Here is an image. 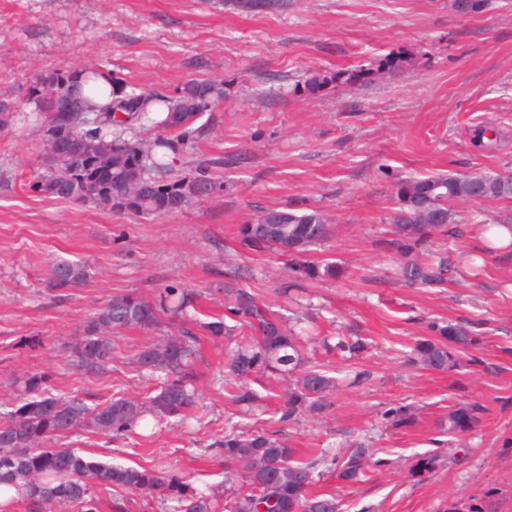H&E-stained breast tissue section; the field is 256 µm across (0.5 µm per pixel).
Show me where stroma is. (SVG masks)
<instances>
[{
	"label": "stroma",
	"mask_w": 512,
	"mask_h": 512,
	"mask_svg": "<svg viewBox=\"0 0 512 512\" xmlns=\"http://www.w3.org/2000/svg\"><path fill=\"white\" fill-rule=\"evenodd\" d=\"M412 60L403 72L367 83L337 73L367 67L390 51ZM103 65L141 91L175 95L192 79L224 85V100L195 136L190 159L216 156L222 195L176 214L115 213L31 191L40 164L37 126L0 130V402L23 380L46 373L55 393L140 398L157 379L134 365L157 333L130 329L112 338L107 373L77 369L71 347L115 295L154 298L167 286L200 296V317L224 316V283H241L285 318L303 315L322 334L356 332L369 342L352 361L323 351L339 385L319 416L278 425L284 387L263 379L262 402H238L224 381L234 340L203 337L199 404L190 424L135 428L119 439L78 431L66 446L102 461L179 467L196 486L223 487L224 456L214 449L233 425L284 428L301 454L344 455L367 442L373 462L362 481L324 471L319 487L341 512H444L449 498L489 494L492 512H512V253L482 250L480 229L503 214L497 203L458 205L460 239L429 247L455 262L444 288H408L393 274V189L435 173L512 170V0H489L484 13L460 17L448 0H289L286 10L245 15L203 0H0V96L27 102L36 73ZM327 77L311 88L312 75ZM497 141L474 146L475 128ZM317 208L335 236L307 256L332 258L333 281L287 288L283 259L241 248L240 225L263 208ZM59 260L85 266L76 288L49 284ZM478 323L477 368L433 372L409 367L414 338L427 323ZM477 400L487 411L461 439L442 432L448 408ZM411 404L418 423L392 429L381 414ZM445 464L425 480L409 472L417 456Z\"/></svg>",
	"instance_id": "stroma-1"
}]
</instances>
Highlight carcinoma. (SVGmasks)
Returning a JSON list of instances; mask_svg holds the SVG:
<instances>
[{"label": "carcinoma", "instance_id": "obj_1", "mask_svg": "<svg viewBox=\"0 0 512 512\" xmlns=\"http://www.w3.org/2000/svg\"><path fill=\"white\" fill-rule=\"evenodd\" d=\"M286 0H224L232 9L264 14L282 8ZM410 65L408 58L390 52L366 69L346 74L358 81L395 75ZM94 75L112 83L111 98L83 92L79 77ZM28 100L37 111L22 112L15 103L0 97V128L34 120L41 124L43 148L40 171L30 188L35 193L74 202H93L114 212L175 213L188 204L224 191V181L210 168L224 164L216 158L187 161L175 168V157L187 151L197 122L210 107L223 102L224 87L218 81L195 80L176 96L158 92L126 91L123 79L110 71L78 67L40 73L29 86ZM124 117L119 118L116 113ZM158 114L150 140L125 137L126 129L145 113ZM479 199L512 203V172H475L469 175L436 173L406 179L394 188L391 221L395 238L385 242L401 256L397 274L407 285L441 288L448 283L450 262L446 256L423 261L416 254L434 235L459 237L454 205ZM334 235V226L320 210L269 208L239 230V245L254 252L274 251L286 257L295 279H334L340 268L332 259L321 264L303 257L314 246ZM85 268L61 260L54 264L50 284L54 288L78 287ZM227 302L224 317L247 330L228 355L225 380L233 383L235 399L253 404L262 400L250 383L257 377H276L287 385L278 406L279 421H295L300 415L329 409L330 392L336 381L321 365L305 356L304 335L294 332L271 312L249 288L232 282L224 286ZM194 292L175 286L163 289L154 300L133 294L112 297L89 321L83 336L71 347L72 361L81 370L103 374L112 363V335L139 328L161 331L181 317L177 332L161 336L135 357L144 372L161 373L165 381L156 394L144 401L112 397L90 404L78 396L52 392L45 374L29 375L23 394L8 410L0 411V484L15 489V495L0 502V512H10L19 500L28 501L35 512L66 505L73 512H100L102 495L115 488L149 496L167 512H339L336 499L318 488L320 466H333L347 481H359L371 456L360 441L341 457L323 448L303 457L278 431L244 430L232 426L224 431V494H207L180 469L146 468L103 462L74 448H53L50 443L78 430L121 436L137 427L146 415L158 419H189L196 408L194 359L199 333L228 335L232 327L223 320L202 322L188 318L197 308ZM431 337H418L409 345L407 362L421 369L452 371L476 365L467 356L478 336L467 323L431 321ZM326 353L342 354L346 360L367 348L364 336L323 338ZM485 406L479 402L457 403L448 408L442 424L448 437H461L481 419ZM382 418L394 428L414 426L417 410L397 405ZM443 465L436 453L417 457L409 471L420 480Z\"/></svg>", "mask_w": 512, "mask_h": 512}]
</instances>
